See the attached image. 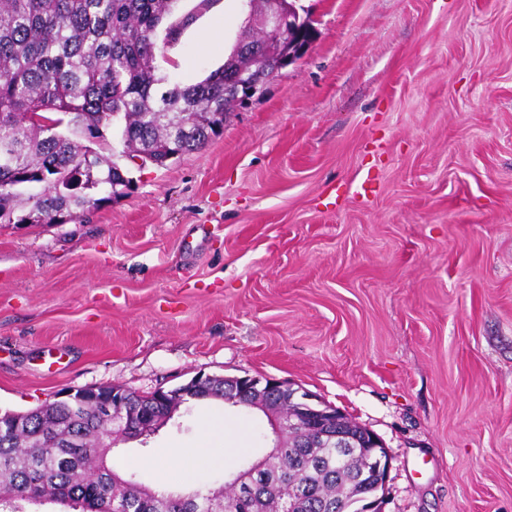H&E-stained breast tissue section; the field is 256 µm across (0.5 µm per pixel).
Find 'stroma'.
Returning a JSON list of instances; mask_svg holds the SVG:
<instances>
[{
	"label": "stroma",
	"mask_w": 512,
	"mask_h": 512,
	"mask_svg": "<svg viewBox=\"0 0 512 512\" xmlns=\"http://www.w3.org/2000/svg\"><path fill=\"white\" fill-rule=\"evenodd\" d=\"M310 51L222 134L70 224L0 226V410L62 389L200 374L298 383L378 434L383 512H512V0H299ZM157 55L188 85L223 64L240 0ZM374 192L358 194L363 178ZM251 451L266 416L220 401L113 449Z\"/></svg>",
	"instance_id": "stroma-1"
}]
</instances>
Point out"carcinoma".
Segmentation results:
<instances>
[{
    "instance_id": "carcinoma-1",
    "label": "carcinoma",
    "mask_w": 512,
    "mask_h": 512,
    "mask_svg": "<svg viewBox=\"0 0 512 512\" xmlns=\"http://www.w3.org/2000/svg\"><path fill=\"white\" fill-rule=\"evenodd\" d=\"M176 0H0V224H69L112 202V159L103 131L123 121L132 152L158 151L173 127L224 111V68L195 84L164 89L154 60L157 29ZM131 424L144 423L156 401L129 393ZM25 423L0 431V512L47 502L74 512H176L172 493L111 470L112 426L94 406L75 411L46 401ZM287 447H257L225 465L257 469L248 512H348L361 493L355 460L342 463L317 432H288ZM209 498L212 512L234 509L224 486L186 493Z\"/></svg>"
}]
</instances>
